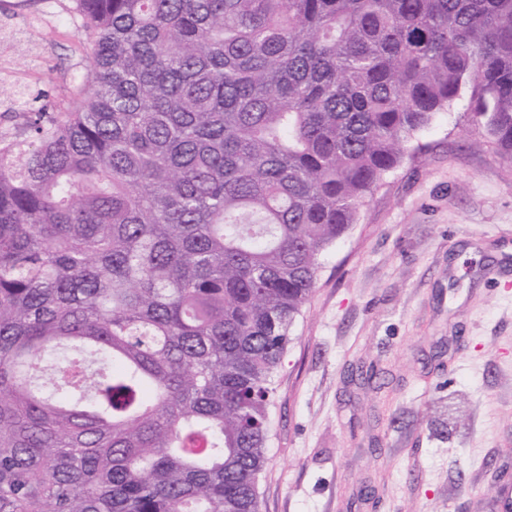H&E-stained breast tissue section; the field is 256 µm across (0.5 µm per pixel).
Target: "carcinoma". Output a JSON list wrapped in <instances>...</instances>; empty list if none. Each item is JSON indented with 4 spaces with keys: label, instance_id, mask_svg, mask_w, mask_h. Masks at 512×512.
I'll list each match as a JSON object with an SVG mask.
<instances>
[{
    "label": "carcinoma",
    "instance_id": "carcinoma-1",
    "mask_svg": "<svg viewBox=\"0 0 512 512\" xmlns=\"http://www.w3.org/2000/svg\"><path fill=\"white\" fill-rule=\"evenodd\" d=\"M87 83L0 140V512H260L320 257L468 97L512 0H74Z\"/></svg>",
    "mask_w": 512,
    "mask_h": 512
}]
</instances>
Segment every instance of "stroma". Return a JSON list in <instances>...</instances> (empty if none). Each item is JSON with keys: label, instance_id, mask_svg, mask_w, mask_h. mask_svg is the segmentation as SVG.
Masks as SVG:
<instances>
[{"label": "stroma", "instance_id": "obj_1", "mask_svg": "<svg viewBox=\"0 0 512 512\" xmlns=\"http://www.w3.org/2000/svg\"><path fill=\"white\" fill-rule=\"evenodd\" d=\"M91 49L72 0H0V136L59 112ZM466 108L323 253L276 374L261 512H495L512 481V161Z\"/></svg>", "mask_w": 512, "mask_h": 512}]
</instances>
